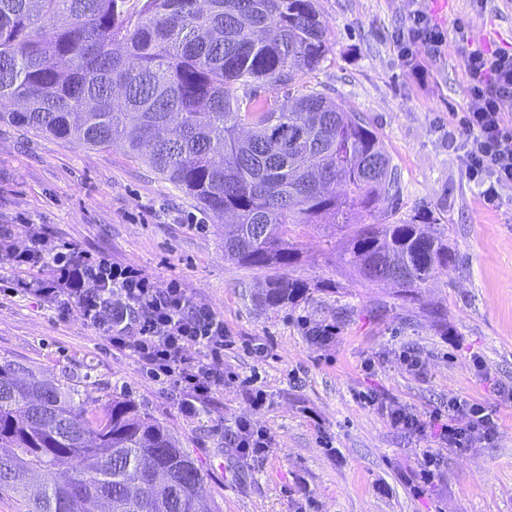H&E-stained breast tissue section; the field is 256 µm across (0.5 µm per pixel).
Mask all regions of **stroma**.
<instances>
[{
  "mask_svg": "<svg viewBox=\"0 0 512 512\" xmlns=\"http://www.w3.org/2000/svg\"><path fill=\"white\" fill-rule=\"evenodd\" d=\"M328 52L308 87L360 113L400 178L393 206L292 224L306 298L277 309L253 298L268 270L224 258V226L196 201L118 149H86L0 122V225H29L46 246L69 242L160 283L177 281L223 318L224 368L240 382L217 390L200 415L180 411L169 382L76 317L23 294L0 293V361L53 382L78 384L97 414L130 400L180 440L207 477L205 512H512V186L485 206L450 136L454 115L475 105L455 41L419 49L427 72L404 67L395 32L426 10L445 33L512 49V0H317ZM428 217L455 253L427 286L402 292L359 278L346 263L352 228ZM329 326L328 341L311 331ZM265 353L256 356V345ZM419 357L409 370L404 354ZM265 395L262 407L248 390ZM485 407L498 426L464 450L446 446L430 418L448 400ZM406 407L423 432L391 425L384 407ZM269 432L265 455L230 438L239 420Z\"/></svg>",
  "mask_w": 512,
  "mask_h": 512,
  "instance_id": "obj_1",
  "label": "stroma"
}]
</instances>
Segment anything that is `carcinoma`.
<instances>
[{
	"label": "carcinoma",
	"mask_w": 512,
	"mask_h": 512,
	"mask_svg": "<svg viewBox=\"0 0 512 512\" xmlns=\"http://www.w3.org/2000/svg\"><path fill=\"white\" fill-rule=\"evenodd\" d=\"M327 52L314 0H0V122L122 149L224 225V257L283 269L290 224L394 202L397 176L356 112L306 87ZM297 87L286 109L261 88ZM347 263L404 292L453 262L442 231L371 224ZM308 283L274 275V309ZM67 459L78 467L62 469ZM0 491L24 512H199L206 478L165 425L129 401L102 417L78 385L0 362Z\"/></svg>",
	"instance_id": "obj_1"
}]
</instances>
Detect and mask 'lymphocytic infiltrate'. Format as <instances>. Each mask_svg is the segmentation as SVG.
Here are the masks:
<instances>
[{"label":"lymphocytic infiltrate","instance_id":"f902f5d3","mask_svg":"<svg viewBox=\"0 0 512 512\" xmlns=\"http://www.w3.org/2000/svg\"><path fill=\"white\" fill-rule=\"evenodd\" d=\"M447 43L443 29L427 13L415 12L396 36L398 54L412 72H420L419 47L440 52ZM469 92L477 105L458 120L459 158L486 206H496L502 186H512V51L464 46ZM12 225H0V257L15 276L11 290L57 304L62 314H76L93 326L113 348L135 357L145 373L166 378L186 398L183 413L194 401L212 398L221 386L234 384L224 370L227 331L209 307L194 304L177 282L159 284L138 266L116 265L105 256L73 244L47 251L39 229L28 244H11ZM35 267L46 277L24 278ZM440 438L454 448L466 447L474 435L494 434V420L478 404L453 401L448 414H438Z\"/></svg>","mask_w":512,"mask_h":512}]
</instances>
